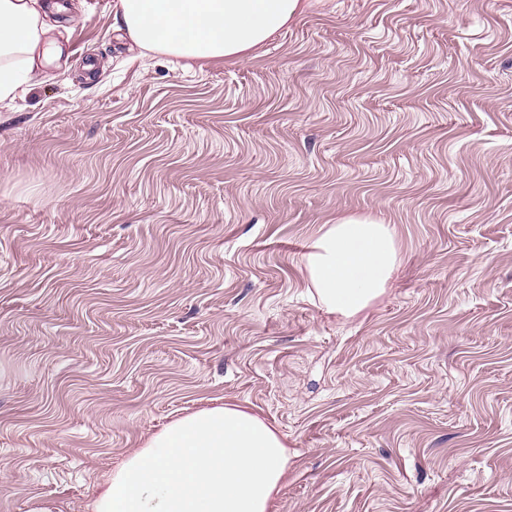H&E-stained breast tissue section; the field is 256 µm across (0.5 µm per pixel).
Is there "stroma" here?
<instances>
[{
  "instance_id": "stroma-1",
  "label": "stroma",
  "mask_w": 512,
  "mask_h": 512,
  "mask_svg": "<svg viewBox=\"0 0 512 512\" xmlns=\"http://www.w3.org/2000/svg\"><path fill=\"white\" fill-rule=\"evenodd\" d=\"M67 2L0 103V512L220 404L290 450L272 512H512V0H308L191 69ZM349 216L400 253L352 317L305 269Z\"/></svg>"
}]
</instances>
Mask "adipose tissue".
Here are the masks:
<instances>
[{
	"label": "adipose tissue",
	"mask_w": 512,
	"mask_h": 512,
	"mask_svg": "<svg viewBox=\"0 0 512 512\" xmlns=\"http://www.w3.org/2000/svg\"><path fill=\"white\" fill-rule=\"evenodd\" d=\"M302 0H118L115 22L142 51L187 62L239 60L265 46ZM65 5L0 0V102L59 61ZM399 262L388 225L350 216L307 256L322 305L352 316L382 294ZM288 468L278 431L248 408L218 405L170 422L105 481L94 512H268Z\"/></svg>",
	"instance_id": "obj_1"
}]
</instances>
